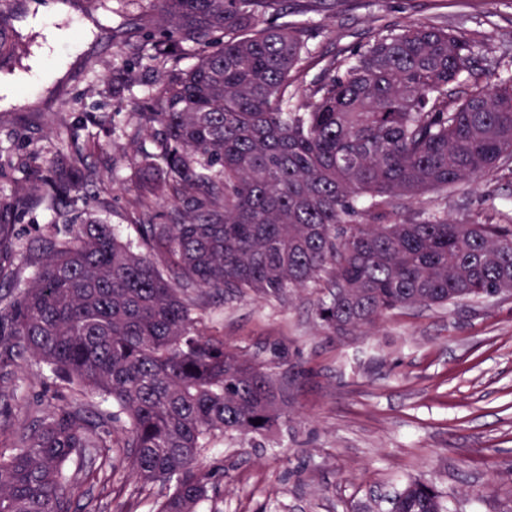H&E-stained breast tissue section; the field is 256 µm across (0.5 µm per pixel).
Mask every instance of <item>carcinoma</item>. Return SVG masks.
<instances>
[{"label": "carcinoma", "instance_id": "cac0c4a2", "mask_svg": "<svg viewBox=\"0 0 512 512\" xmlns=\"http://www.w3.org/2000/svg\"><path fill=\"white\" fill-rule=\"evenodd\" d=\"M147 4L162 20L145 50L162 69L136 113L155 146L137 193L174 204V222L135 224L124 241L90 216L69 236L20 246L15 219L30 201L63 216L91 194V145L76 138L0 196V283L18 256L34 268L0 310V369L30 354L79 394L45 412L20 449L0 450V512H71L67 466L91 452L111 466L118 448L142 483L174 482L154 512H200L224 480L199 464L202 452L280 429L288 372L199 329L203 291L284 299L321 283L316 316L338 337L365 335L396 309L512 292L511 222L438 210L387 221L396 199L512 161V68L482 82L478 39L386 26L299 93L290 76L303 75L307 45L288 0ZM22 47L0 37V60H19ZM189 52L196 63L176 68ZM86 394L112 403V429ZM391 512L450 509L415 479Z\"/></svg>", "mask_w": 512, "mask_h": 512}]
</instances>
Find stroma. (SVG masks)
I'll return each mask as SVG.
<instances>
[{
	"label": "stroma",
	"mask_w": 512,
	"mask_h": 512,
	"mask_svg": "<svg viewBox=\"0 0 512 512\" xmlns=\"http://www.w3.org/2000/svg\"><path fill=\"white\" fill-rule=\"evenodd\" d=\"M288 2V20L311 50L309 81L380 27L406 23L477 35L483 80L512 64V0H337L329 19ZM57 26L81 32L88 46L42 95L0 106V195L9 194L32 154L50 156L71 132L96 146L88 162L98 195L78 201L75 213L92 212L123 232L137 215L141 156L153 149L133 116L153 91L154 64L138 49L150 30L147 8L128 0L118 19L61 11ZM127 69L139 73V83L113 85V75ZM100 116L112 134L96 125ZM424 209L457 220H506L512 169L476 187L397 202L393 217L406 221ZM16 231L25 245L65 235L67 227L40 203L22 213ZM323 295L318 286L284 302L211 294L200 310L201 328L240 351L266 361L281 352L293 379L288 423L265 447L220 438L203 452L201 465L224 470L219 512H388V497L411 478L447 494L452 512H512V295L396 310L369 335L346 338L319 327ZM75 397L44 362L17 359L0 374V448L12 447L47 406ZM97 465L89 457L74 471L81 482L76 512H126L132 501L135 512H151L168 490L141 486L121 463L85 480Z\"/></svg>",
	"instance_id": "1"
}]
</instances>
